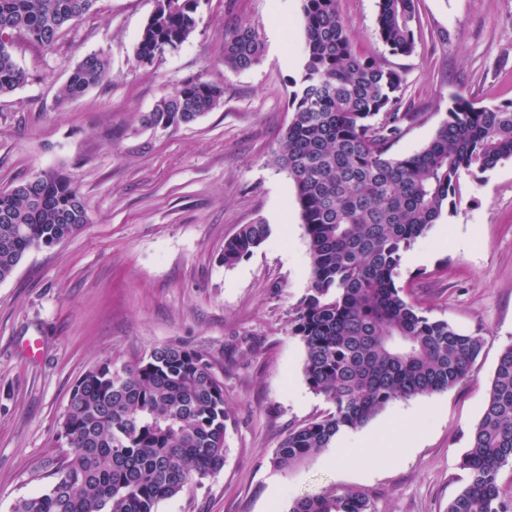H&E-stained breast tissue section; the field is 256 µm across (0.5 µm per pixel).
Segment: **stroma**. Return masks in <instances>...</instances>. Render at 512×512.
<instances>
[{
    "label": "stroma",
    "instance_id": "stroma-1",
    "mask_svg": "<svg viewBox=\"0 0 512 512\" xmlns=\"http://www.w3.org/2000/svg\"><path fill=\"white\" fill-rule=\"evenodd\" d=\"M353 49L404 80L409 113L390 149L421 150L456 96L512 103V0H416V49L394 55L378 34V0H336ZM155 0H97L52 49L15 37L27 74L0 97V190L64 169L84 198L87 224L29 252L0 282V512L45 492L69 446L60 433L73 384L103 362L135 367L162 345L206 356L224 383L223 469L156 512H286L295 498L366 491L373 512H446L466 483L460 466L484 411L501 351L512 344V158L461 173L460 200L401 260L407 300L433 319L485 340L462 385L387 405L307 463L274 471L291 428L331 405L303 376L292 332L310 286L308 238L287 172L273 161L293 119L289 99L303 64L301 0H201L190 38L149 64L134 49ZM251 23L261 62L224 66V28ZM111 61L105 80L61 104L58 86L87 53ZM224 88L221 104L175 130L141 117L182 82ZM261 220L268 238L236 265L226 240ZM415 443L374 467L375 436Z\"/></svg>",
    "mask_w": 512,
    "mask_h": 512
}]
</instances>
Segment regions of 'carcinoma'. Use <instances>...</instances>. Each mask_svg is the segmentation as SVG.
<instances>
[{"label": "carcinoma", "mask_w": 512, "mask_h": 512, "mask_svg": "<svg viewBox=\"0 0 512 512\" xmlns=\"http://www.w3.org/2000/svg\"><path fill=\"white\" fill-rule=\"evenodd\" d=\"M97 0H0V96L26 81L11 51L13 34L51 47ZM200 0H156L134 55L149 63L188 40ZM305 62L294 83L293 119L274 153L288 172L309 242L311 282L293 319L305 347L309 389L332 409L289 430L271 465L286 471L331 446L389 403L431 395L465 382L483 338L434 320L402 296L401 255L457 204L461 172H485L512 157V104L487 107L457 98L420 151L389 155L401 133V75L353 51L336 0H302ZM415 0H379L378 33L394 55L415 51ZM255 29H224V66L261 61ZM110 71L102 53L85 55L58 89L62 102L84 95ZM224 89L183 82L142 116L146 126L178 129L218 107ZM87 223L82 194L60 169L0 191V281L32 249L51 248ZM262 221L224 243L231 267L269 235ZM224 383L200 352L153 349L134 368L104 362L73 386L60 424L71 451L42 494L14 512H155L224 466ZM512 464V345L499 355L484 412L460 465L468 480L447 512H512L500 469ZM288 512H372L369 495L296 498Z\"/></svg>", "instance_id": "cac0c4a2"}]
</instances>
